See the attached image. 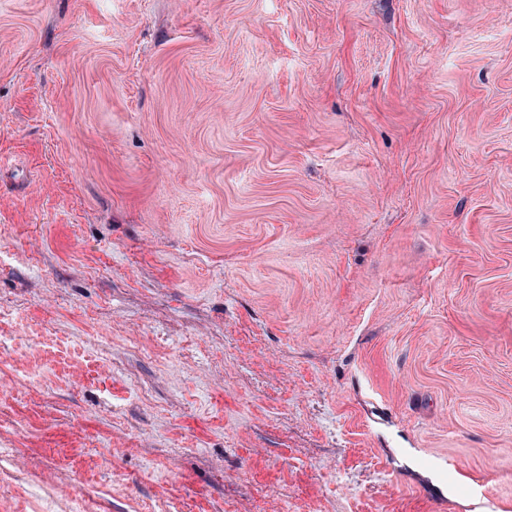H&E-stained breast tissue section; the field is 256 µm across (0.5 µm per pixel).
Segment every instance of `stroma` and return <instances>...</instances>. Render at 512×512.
Returning <instances> with one entry per match:
<instances>
[{
  "instance_id": "obj_1",
  "label": "stroma",
  "mask_w": 512,
  "mask_h": 512,
  "mask_svg": "<svg viewBox=\"0 0 512 512\" xmlns=\"http://www.w3.org/2000/svg\"><path fill=\"white\" fill-rule=\"evenodd\" d=\"M0 512H512V0H0Z\"/></svg>"
}]
</instances>
